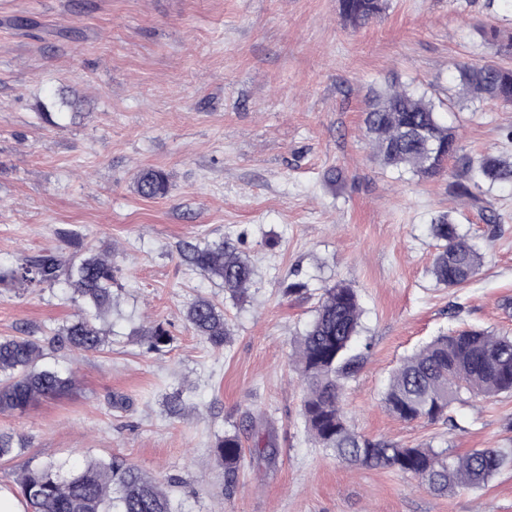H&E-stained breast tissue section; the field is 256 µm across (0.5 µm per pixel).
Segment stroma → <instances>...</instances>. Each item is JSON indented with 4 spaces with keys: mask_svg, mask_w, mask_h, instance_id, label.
Here are the masks:
<instances>
[{
    "mask_svg": "<svg viewBox=\"0 0 512 512\" xmlns=\"http://www.w3.org/2000/svg\"><path fill=\"white\" fill-rule=\"evenodd\" d=\"M478 24L512 31L500 0H388L355 30L337 0H0V268L42 250L112 254L122 287L110 342L52 352L73 373L64 397L0 413L26 447L0 462V487L26 469L66 470L123 455L165 484L174 512H512V469L485 487L437 495L410 475L351 467L309 439L294 342L322 286L343 281L363 308L355 346L367 359L343 393L372 439L462 454L512 450V395L453 404L451 423L407 422L383 403L400 361L468 326L512 336V189L482 206L448 194L447 177L383 168L362 113L388 81L456 96L458 63L496 60ZM446 117L464 154L512 155V107L457 104ZM344 172L341 184L328 169ZM164 172L165 196L141 197L139 175ZM452 213L484 256L459 288L431 273V223ZM494 214L496 227L486 224ZM229 241L252 262L246 299L184 260L187 244ZM291 281L306 297L284 296ZM210 299L232 335L215 349L185 319ZM62 286L0 285V339L40 338L76 313ZM164 324L161 354L142 336ZM189 409L170 417L176 390ZM278 456L256 462V432ZM238 433L247 455L233 491L213 452Z\"/></svg>",
    "mask_w": 512,
    "mask_h": 512,
    "instance_id": "obj_1",
    "label": "stroma"
}]
</instances>
